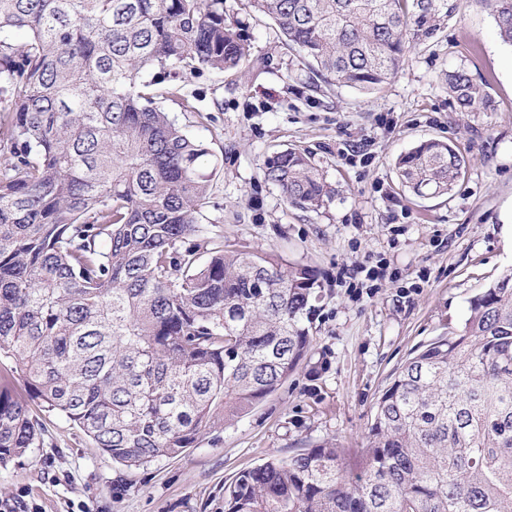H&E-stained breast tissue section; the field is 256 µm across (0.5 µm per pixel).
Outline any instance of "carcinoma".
Wrapping results in <instances>:
<instances>
[{
    "instance_id": "1",
    "label": "carcinoma",
    "mask_w": 512,
    "mask_h": 512,
    "mask_svg": "<svg viewBox=\"0 0 512 512\" xmlns=\"http://www.w3.org/2000/svg\"><path fill=\"white\" fill-rule=\"evenodd\" d=\"M321 83L373 93L451 0H248ZM512 45V0H476ZM0 465L41 443L29 403L112 461L179 458L274 393L308 354V265L224 250L200 222L211 152L145 92L141 72L240 69L224 0H0ZM460 111L489 95L448 73ZM416 196L452 191L466 158L436 139L398 160ZM267 181L317 210L332 189L306 153ZM224 512H512V271L464 323L421 346L373 406L365 446L273 456L224 488Z\"/></svg>"
}]
</instances>
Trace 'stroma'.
<instances>
[{
  "label": "stroma",
  "mask_w": 512,
  "mask_h": 512,
  "mask_svg": "<svg viewBox=\"0 0 512 512\" xmlns=\"http://www.w3.org/2000/svg\"><path fill=\"white\" fill-rule=\"evenodd\" d=\"M248 49L241 69L203 71L161 106L219 159L203 223L225 247L276 250L314 268L321 289L312 347L288 381L185 457L137 468L112 462L64 416L33 405L39 447L0 467V498L25 512H224V487L272 456L324 443L365 444L371 410L410 353L459 326L469 301L512 271V46L488 11L459 0L380 91L315 87L278 26L248 0H224ZM467 71L490 104L461 112L446 75ZM467 160L448 195L418 197L396 161L422 141ZM308 153L334 194L317 211L290 206L268 182L273 152ZM384 266L371 281L367 269Z\"/></svg>",
  "instance_id": "35a3bbf8"
}]
</instances>
